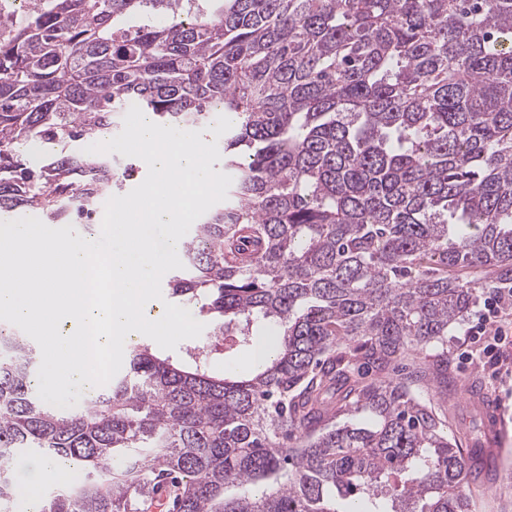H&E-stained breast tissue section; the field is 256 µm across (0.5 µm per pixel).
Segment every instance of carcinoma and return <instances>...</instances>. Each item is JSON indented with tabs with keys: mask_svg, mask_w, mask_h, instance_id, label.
<instances>
[{
	"mask_svg": "<svg viewBox=\"0 0 512 512\" xmlns=\"http://www.w3.org/2000/svg\"><path fill=\"white\" fill-rule=\"evenodd\" d=\"M0 36V214L55 223L134 177L85 148L133 101L232 121L224 206L168 295L215 340L139 343L82 408L38 396L35 341L0 325V512L13 462L87 471L42 512H470L467 455L418 372L478 293L512 288V0H35ZM270 343L246 376L213 354ZM173 271V270H171ZM167 272L163 278H162V281H161V292L164 293L163 295V299L169 303H172V304H175V305H179V306H182V307H185V308H189V307H186L185 305H183L181 302H178L174 299H171L168 297V292H167V286H166V281H167V275L171 272ZM190 310V309H188ZM192 311V310H190ZM193 312V311H192ZM194 314V318L199 321L200 323H203L205 325V328L201 334L200 337L198 338H194V339H186V340H183L182 342H180L177 346V348L175 350H166V349H162L161 347L158 346V344L153 341L151 338L147 337V336H141L136 342H146L148 344L151 345L152 349L154 352H156L157 354H160V355H170L174 358H187L186 357V350L187 349H192L196 346H202L203 344H206L207 342L211 341V340H215L214 339V336H210V324H209V321L206 319V318H203V317H200L197 313L195 315V313L193 312Z\"/></svg>",
	"mask_w": 512,
	"mask_h": 512,
	"instance_id": "carcinoma-1",
	"label": "carcinoma"
}]
</instances>
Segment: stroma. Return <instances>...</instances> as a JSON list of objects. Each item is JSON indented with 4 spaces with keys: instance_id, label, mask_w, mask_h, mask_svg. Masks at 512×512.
Here are the masks:
<instances>
[{
    "instance_id": "stroma-1",
    "label": "stroma",
    "mask_w": 512,
    "mask_h": 512,
    "mask_svg": "<svg viewBox=\"0 0 512 512\" xmlns=\"http://www.w3.org/2000/svg\"><path fill=\"white\" fill-rule=\"evenodd\" d=\"M482 343L473 342L465 334L464 326L448 332V385L440 387L434 373L431 357L410 356L393 369L403 376L419 370L424 374L420 384L422 395L432 397L448 425V432L461 440L471 436L473 412L464 404L463 397L472 379H479L489 394L499 396L502 403V423L499 433V456L489 479L467 481L464 493L470 498L471 512H512V397L503 395L502 380L490 365L478 358Z\"/></svg>"
}]
</instances>
